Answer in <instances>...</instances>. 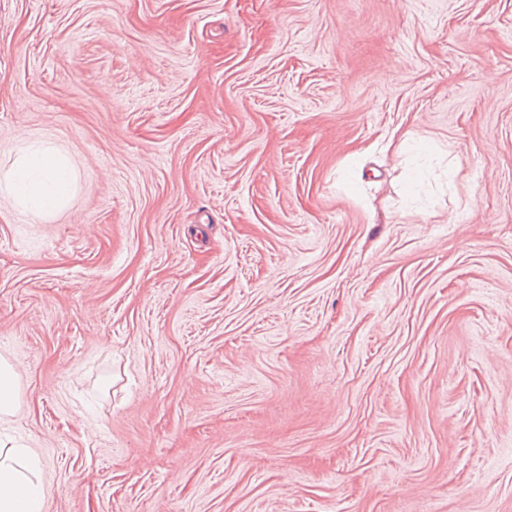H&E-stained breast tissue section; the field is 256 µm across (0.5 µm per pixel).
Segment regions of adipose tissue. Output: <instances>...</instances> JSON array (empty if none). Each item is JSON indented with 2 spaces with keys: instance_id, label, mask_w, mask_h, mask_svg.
Wrapping results in <instances>:
<instances>
[{
  "instance_id": "1",
  "label": "adipose tissue",
  "mask_w": 512,
  "mask_h": 512,
  "mask_svg": "<svg viewBox=\"0 0 512 512\" xmlns=\"http://www.w3.org/2000/svg\"><path fill=\"white\" fill-rule=\"evenodd\" d=\"M23 204L38 214L61 206L71 184L63 167L49 166L40 151L23 156L12 183ZM38 460L11 437H0V512H44Z\"/></svg>"
}]
</instances>
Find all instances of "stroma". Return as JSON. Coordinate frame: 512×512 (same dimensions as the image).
Masks as SVG:
<instances>
[{
    "instance_id": "obj_1",
    "label": "stroma",
    "mask_w": 512,
    "mask_h": 512,
    "mask_svg": "<svg viewBox=\"0 0 512 512\" xmlns=\"http://www.w3.org/2000/svg\"><path fill=\"white\" fill-rule=\"evenodd\" d=\"M7 432L44 512H512V0H0ZM44 154L38 150L22 157L16 178L11 184L22 195L23 204L37 214H47L61 206L70 192L71 184L64 166H46ZM41 172L44 179L36 181L34 174ZM48 182L51 186H48ZM18 391V375L7 360L0 358V418L14 414Z\"/></svg>"
}]
</instances>
